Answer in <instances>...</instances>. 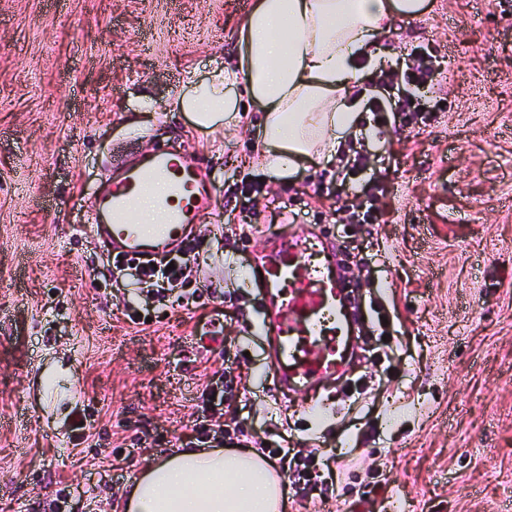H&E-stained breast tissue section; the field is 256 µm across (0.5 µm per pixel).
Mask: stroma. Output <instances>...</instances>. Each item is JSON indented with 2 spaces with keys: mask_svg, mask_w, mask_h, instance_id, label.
Instances as JSON below:
<instances>
[{
  "mask_svg": "<svg viewBox=\"0 0 512 512\" xmlns=\"http://www.w3.org/2000/svg\"><path fill=\"white\" fill-rule=\"evenodd\" d=\"M373 51L439 57L427 125L377 135L364 178L384 186L382 223L350 222L344 171L314 157L286 183L254 161L263 112L242 87L241 125L205 129L169 111L238 54L254 0H0V512H123L148 461L179 448L205 381L200 336L174 307L155 328L121 318L140 282L86 229L98 189L160 144L193 158L212 189L185 271L247 355L235 372L254 439L323 455L327 502L284 484L282 512H512V0H427ZM249 186L227 194L228 182ZM347 250L365 319L361 357L321 401L272 396L250 267L288 232L287 199ZM255 226L244 254L235 233ZM409 345V357L398 348ZM95 444L71 443L79 418ZM165 442L115 450V426ZM108 457L111 479L93 461Z\"/></svg>",
  "mask_w": 512,
  "mask_h": 512,
  "instance_id": "1",
  "label": "stroma"
}]
</instances>
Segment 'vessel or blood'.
Here are the masks:
<instances>
[{
    "label": "vessel or blood",
    "instance_id": "b4317fda",
    "mask_svg": "<svg viewBox=\"0 0 512 512\" xmlns=\"http://www.w3.org/2000/svg\"><path fill=\"white\" fill-rule=\"evenodd\" d=\"M149 172L167 189L157 201V223L145 229L136 224L132 203L145 192ZM211 205L212 193L196 163L158 147L113 177L89 229L113 256L147 262L183 248ZM336 264L333 246L310 224L275 238L259 263L262 276L254 285L262 300L260 333L281 394L314 391L345 371L347 346L359 330L343 315L350 289Z\"/></svg>",
    "mask_w": 512,
    "mask_h": 512
}]
</instances>
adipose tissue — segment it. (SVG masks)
Wrapping results in <instances>:
<instances>
[{
    "label": "adipose tissue",
    "instance_id": "adipose-tissue-1",
    "mask_svg": "<svg viewBox=\"0 0 512 512\" xmlns=\"http://www.w3.org/2000/svg\"><path fill=\"white\" fill-rule=\"evenodd\" d=\"M424 0H256L238 31L232 69L216 68L174 102L200 127L239 124L230 89L244 85L264 112L261 169L285 181L312 156L333 160L358 126L367 97L363 67H376L374 41ZM280 484L256 451H181L148 464L125 512H276Z\"/></svg>",
    "mask_w": 512,
    "mask_h": 512
}]
</instances>
